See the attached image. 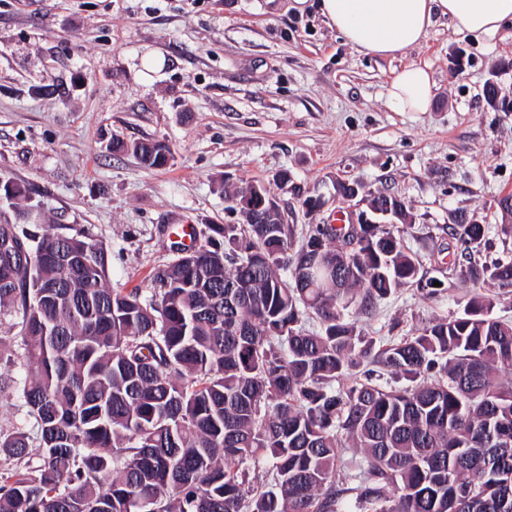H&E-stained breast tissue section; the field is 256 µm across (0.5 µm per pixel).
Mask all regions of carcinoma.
I'll use <instances>...</instances> for the list:
<instances>
[{
  "label": "carcinoma",
  "instance_id": "cac0c4a2",
  "mask_svg": "<svg viewBox=\"0 0 512 512\" xmlns=\"http://www.w3.org/2000/svg\"><path fill=\"white\" fill-rule=\"evenodd\" d=\"M148 167L159 141H112ZM310 224L270 209L206 224L151 287L109 286L71 226L0 219V512H512V322L500 295L375 348L354 332L399 288L434 296L399 224ZM487 225L448 228L462 284L512 287ZM315 319L318 328L307 323ZM407 385L382 386L366 360ZM360 457L344 461L340 438Z\"/></svg>",
  "mask_w": 512,
  "mask_h": 512
}]
</instances>
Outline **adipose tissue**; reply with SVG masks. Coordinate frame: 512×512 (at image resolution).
<instances>
[{"mask_svg":"<svg viewBox=\"0 0 512 512\" xmlns=\"http://www.w3.org/2000/svg\"><path fill=\"white\" fill-rule=\"evenodd\" d=\"M317 8L351 47L377 57L406 55L441 17L460 33L492 36L512 28V0H318ZM386 95L393 111H429L432 80L427 67L404 66Z\"/></svg>","mask_w":512,"mask_h":512,"instance_id":"adipose-tissue-1","label":"adipose tissue"}]
</instances>
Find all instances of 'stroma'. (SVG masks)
Wrapping results in <instances>:
<instances>
[{
	"instance_id": "stroma-1",
	"label": "stroma",
	"mask_w": 512,
	"mask_h": 512,
	"mask_svg": "<svg viewBox=\"0 0 512 512\" xmlns=\"http://www.w3.org/2000/svg\"><path fill=\"white\" fill-rule=\"evenodd\" d=\"M410 63L432 74L429 111L388 106ZM490 81L512 100L511 28L475 37L441 20L392 59L358 53L292 0H0V180L26 190L5 207L84 227L109 252L111 286L145 288L185 231L241 223L226 190L265 184L301 228L342 210L301 206L341 179L363 200L404 199V244L432 277L461 210L489 225L488 259L512 251L495 231L512 195V112L487 104ZM115 135L163 141L172 159L145 168L108 150ZM467 291L402 288L355 325L382 346L459 311Z\"/></svg>"
}]
</instances>
